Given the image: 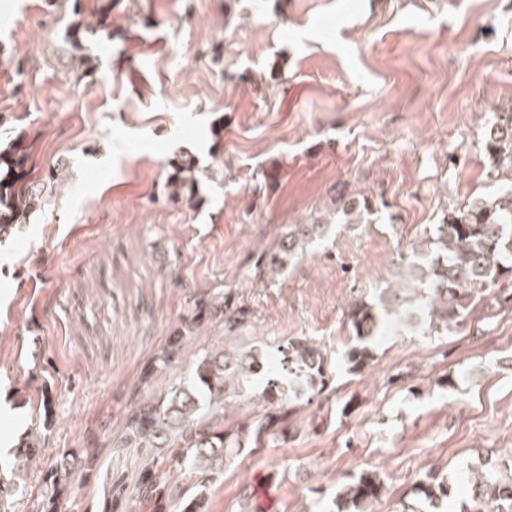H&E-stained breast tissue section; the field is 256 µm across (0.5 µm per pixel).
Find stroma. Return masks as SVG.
Wrapping results in <instances>:
<instances>
[{
    "label": "stroma",
    "mask_w": 512,
    "mask_h": 512,
    "mask_svg": "<svg viewBox=\"0 0 512 512\" xmlns=\"http://www.w3.org/2000/svg\"><path fill=\"white\" fill-rule=\"evenodd\" d=\"M362 2L0 0V149L22 145L35 182L68 163L0 243V467L47 430L14 512L85 448L70 512H131L149 454L119 447L125 417L223 344V320L150 381L143 369L221 295L270 345L320 340L334 375L291 404L285 439L225 465L210 512H251L262 479L274 512H340L367 470L384 489L366 512H398L432 473L448 496L422 512H462L472 470L512 476V310L478 307L442 336L386 330L360 375L343 360L349 304L392 284L445 210L498 187L484 135L512 109V0ZM77 12L110 37L72 40ZM180 158L195 163L190 201L168 196ZM362 198L372 222L342 223ZM315 221L324 240L256 279L262 251Z\"/></svg>",
    "instance_id": "1"
}]
</instances>
